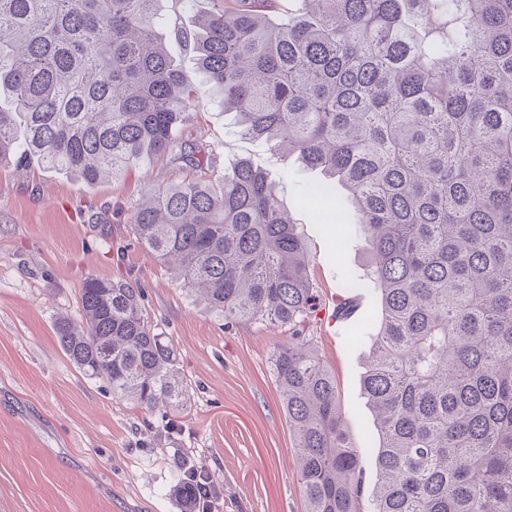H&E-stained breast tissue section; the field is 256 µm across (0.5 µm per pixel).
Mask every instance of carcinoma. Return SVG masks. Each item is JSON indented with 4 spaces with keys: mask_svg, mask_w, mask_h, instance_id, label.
<instances>
[{
    "mask_svg": "<svg viewBox=\"0 0 512 512\" xmlns=\"http://www.w3.org/2000/svg\"><path fill=\"white\" fill-rule=\"evenodd\" d=\"M157 0H0V166L122 177L145 157L193 176L147 189L138 243L224 320L287 324L272 355L306 512H364L336 383L301 339L316 298L277 188L247 161L219 183L181 131L204 92L156 35ZM174 34L238 116L339 183L381 303L363 388L369 512H512V0H213ZM448 15V35L423 26ZM62 350L118 398L179 394L140 289L89 278Z\"/></svg>",
    "mask_w": 512,
    "mask_h": 512,
    "instance_id": "1",
    "label": "carcinoma"
}]
</instances>
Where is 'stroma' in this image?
<instances>
[{
	"instance_id": "1",
	"label": "stroma",
	"mask_w": 512,
	"mask_h": 512,
	"mask_svg": "<svg viewBox=\"0 0 512 512\" xmlns=\"http://www.w3.org/2000/svg\"><path fill=\"white\" fill-rule=\"evenodd\" d=\"M236 126L234 113L209 102L183 136L214 175L241 160L262 170L305 245L317 306L355 305L348 318L312 316L304 334L336 381L365 483L374 485L378 434L362 383L381 319L366 276L370 243L354 211L339 218L331 201L304 203L321 170ZM187 172L153 159L90 186L36 165L0 167V512H185L175 487L189 469L217 482L213 512H306L272 369L291 330L226 324L136 242L128 221L147 187ZM90 277L141 289L145 316L176 349L177 399L145 410L65 355L54 324L78 318Z\"/></svg>"
}]
</instances>
